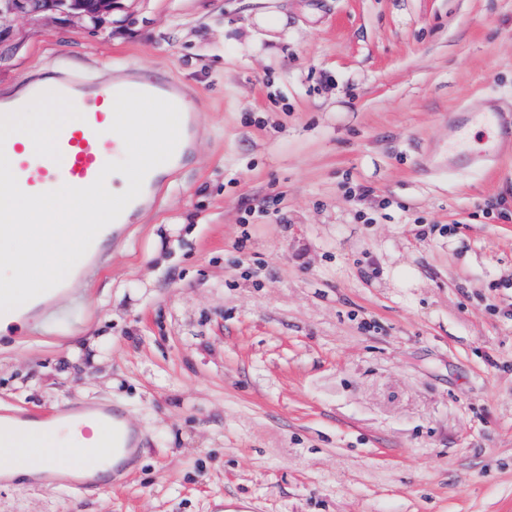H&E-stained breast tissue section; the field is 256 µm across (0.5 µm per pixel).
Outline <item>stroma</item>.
I'll list each match as a JSON object with an SVG mask.
<instances>
[{"label": "stroma", "mask_w": 512, "mask_h": 512, "mask_svg": "<svg viewBox=\"0 0 512 512\" xmlns=\"http://www.w3.org/2000/svg\"><path fill=\"white\" fill-rule=\"evenodd\" d=\"M116 65L183 88L195 149L80 323L0 335V412L109 404L139 451L0 512H512V136L472 163L461 111L512 107V0L0 18V101Z\"/></svg>", "instance_id": "obj_1"}]
</instances>
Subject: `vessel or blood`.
<instances>
[{"instance_id": "vessel-or-blood-1", "label": "vessel or blood", "mask_w": 512, "mask_h": 512, "mask_svg": "<svg viewBox=\"0 0 512 512\" xmlns=\"http://www.w3.org/2000/svg\"><path fill=\"white\" fill-rule=\"evenodd\" d=\"M52 89L69 97L82 114L81 119L68 122L58 136L61 162L36 155L33 144L16 136L7 138L4 146L0 147L11 163L20 188L26 193H42L63 184L87 186L96 179L104 164L117 152L110 127L114 120V98L119 91L146 92L174 103L181 113V138L171 159L147 175L140 195L128 205L126 213L96 236L87 253L59 285L0 315V326H8L17 336L25 335L35 324L59 335L80 316L82 305L79 298L72 297L69 307L64 309L57 306V298L69 294L77 280L87 278L98 267L108 243L124 232L130 213L156 204L163 182L171 173L181 169L192 155L197 135V113L189 111L182 88L163 77H142L124 69L115 72L108 81L84 83L63 79L53 84ZM465 111L471 122L512 131V113L490 103H474L466 106ZM84 423L95 427L98 448L80 454L66 473L43 469L40 481L66 486L79 495L97 490L109 462L128 457L133 449L131 429L122 415L109 405L1 413L0 426H10L13 434L0 440V483H9V467L23 453L15 442L16 436L33 433L53 435Z\"/></svg>"}]
</instances>
